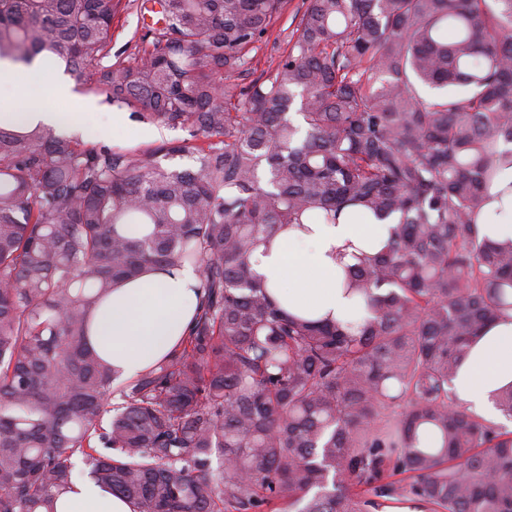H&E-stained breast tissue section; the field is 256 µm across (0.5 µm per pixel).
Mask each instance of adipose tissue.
I'll list each match as a JSON object with an SVG mask.
<instances>
[{"label": "adipose tissue", "instance_id": "obj_1", "mask_svg": "<svg viewBox=\"0 0 512 512\" xmlns=\"http://www.w3.org/2000/svg\"><path fill=\"white\" fill-rule=\"evenodd\" d=\"M67 112H29L12 94L0 93V126L42 122L65 124ZM482 237L512 240V165L502 168L490 198L476 218ZM391 221L348 212L336 223L293 224L259 246L252 257L256 273L288 314L309 320L349 322L364 316L359 298L341 281L358 254L373 255L389 242ZM199 304L198 276L192 267L150 269L113 286L97 310L92 342L122 378L143 373L188 335ZM512 384V317L491 327L471 348L451 391L470 411L497 419V393ZM57 512H133L125 498L91 483L57 503Z\"/></svg>", "mask_w": 512, "mask_h": 512}]
</instances>
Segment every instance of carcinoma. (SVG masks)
<instances>
[{
    "mask_svg": "<svg viewBox=\"0 0 512 512\" xmlns=\"http://www.w3.org/2000/svg\"><path fill=\"white\" fill-rule=\"evenodd\" d=\"M281 4L139 0L142 49L114 63L125 0H0V58L202 140L0 127V512H56L77 458L134 512H512V431L450 391L512 315V241L475 224L512 158V0H305L242 85ZM350 208L397 217L348 279L366 316L289 315L252 252ZM149 266L194 268L200 306L118 390L91 314ZM280 14L273 21L268 33L259 43L260 48L253 52L250 70L239 77V81L248 84L263 71L275 66L283 52L288 50V40L296 28L304 11V0H284Z\"/></svg>",
    "mask_w": 512,
    "mask_h": 512,
    "instance_id": "carcinoma-1",
    "label": "carcinoma"
}]
</instances>
